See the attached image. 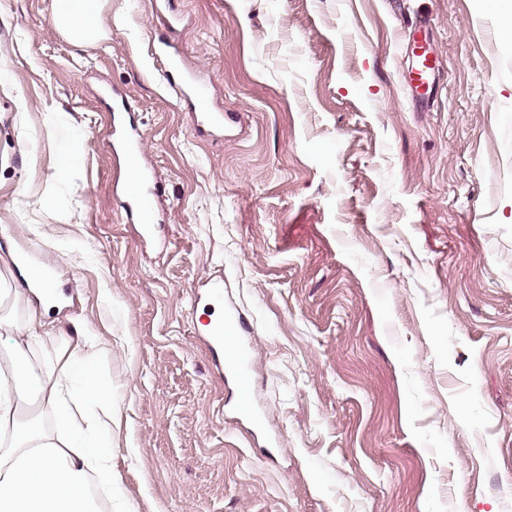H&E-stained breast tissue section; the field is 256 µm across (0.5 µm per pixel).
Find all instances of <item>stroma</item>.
<instances>
[{
  "label": "stroma",
  "instance_id": "1",
  "mask_svg": "<svg viewBox=\"0 0 512 512\" xmlns=\"http://www.w3.org/2000/svg\"><path fill=\"white\" fill-rule=\"evenodd\" d=\"M0 0V248L98 337L112 512H512V35L492 0ZM430 21L439 89L411 86ZM168 52L158 48L160 38ZM177 59L233 113L196 133ZM132 102L163 224L115 195ZM224 279L220 307L193 303ZM242 317L252 416L203 326ZM56 26L76 45L104 37L96 0H59L54 11Z\"/></svg>",
  "mask_w": 512,
  "mask_h": 512
}]
</instances>
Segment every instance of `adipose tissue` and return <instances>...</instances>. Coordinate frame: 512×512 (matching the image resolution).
Instances as JSON below:
<instances>
[{"mask_svg":"<svg viewBox=\"0 0 512 512\" xmlns=\"http://www.w3.org/2000/svg\"><path fill=\"white\" fill-rule=\"evenodd\" d=\"M53 20L77 45L104 35L98 0H58ZM60 341L49 369L0 354V512H99L90 487L112 485V456L97 449L112 403L92 369L74 373L96 339L79 332ZM47 414L58 433H45Z\"/></svg>","mask_w":512,"mask_h":512,"instance_id":"adipose-tissue-1","label":"adipose tissue"}]
</instances>
